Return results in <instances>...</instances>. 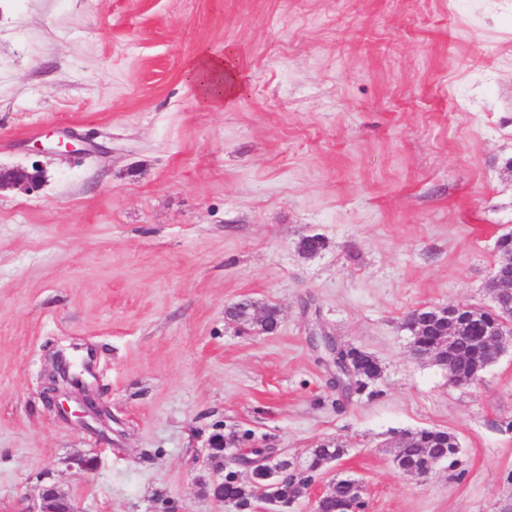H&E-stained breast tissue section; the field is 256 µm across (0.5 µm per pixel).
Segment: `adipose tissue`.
Returning <instances> with one entry per match:
<instances>
[{"label":"adipose tissue","instance_id":"adipose-tissue-1","mask_svg":"<svg viewBox=\"0 0 512 512\" xmlns=\"http://www.w3.org/2000/svg\"><path fill=\"white\" fill-rule=\"evenodd\" d=\"M190 71L199 100L214 110L222 109L236 95L241 84L240 75L226 57L202 55Z\"/></svg>","mask_w":512,"mask_h":512}]
</instances>
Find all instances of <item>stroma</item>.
Instances as JSON below:
<instances>
[{"mask_svg":"<svg viewBox=\"0 0 512 512\" xmlns=\"http://www.w3.org/2000/svg\"><path fill=\"white\" fill-rule=\"evenodd\" d=\"M229 50L244 84L212 111L188 68ZM34 164L0 192V512L47 486L80 512H238L206 446L239 429L297 464L344 442L317 486L352 476L369 512L512 502V346L456 387L404 325L492 303L512 0H0V166ZM244 299L278 329L227 317ZM325 334L380 361L381 396L337 409ZM72 344L91 429L43 394ZM421 427L457 435V467L396 470ZM43 177V171L36 165L30 171L27 168L16 167L5 169L0 167V192L5 189L27 191L36 187Z\"/></svg>","mask_w":512,"mask_h":512,"instance_id":"1","label":"stroma"}]
</instances>
